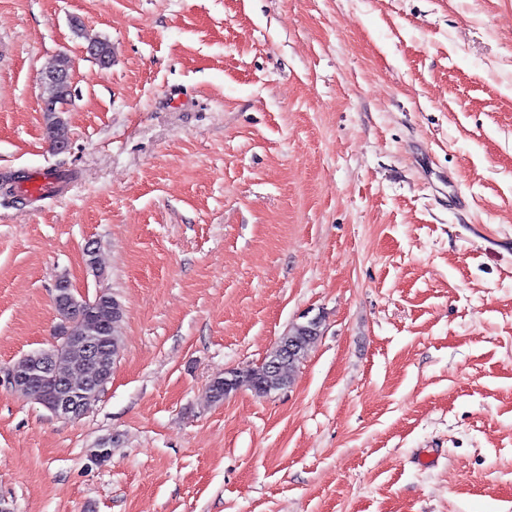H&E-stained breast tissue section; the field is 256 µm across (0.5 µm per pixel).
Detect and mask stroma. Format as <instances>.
Here are the masks:
<instances>
[{
	"label": "stroma",
	"mask_w": 512,
	"mask_h": 512,
	"mask_svg": "<svg viewBox=\"0 0 512 512\" xmlns=\"http://www.w3.org/2000/svg\"><path fill=\"white\" fill-rule=\"evenodd\" d=\"M43 168L0 200V368L58 278L125 316L82 417L0 387L10 512H512V0H0V174ZM314 317L289 387L211 398ZM70 57L61 54L51 68L64 77L60 81H44L42 101L46 104L43 108L46 123L47 138L51 146L56 150L57 144L65 139H70V129L64 118L60 115L61 106L68 101L72 94Z\"/></svg>",
	"instance_id": "1"
}]
</instances>
